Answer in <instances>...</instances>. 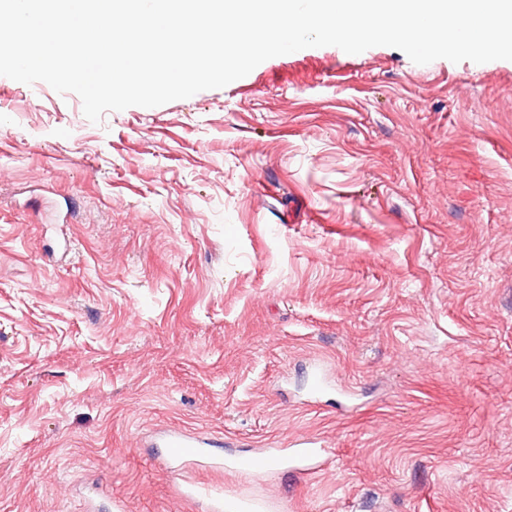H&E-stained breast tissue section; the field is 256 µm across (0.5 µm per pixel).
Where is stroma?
Wrapping results in <instances>:
<instances>
[{"label":"stroma","mask_w":512,"mask_h":512,"mask_svg":"<svg viewBox=\"0 0 512 512\" xmlns=\"http://www.w3.org/2000/svg\"><path fill=\"white\" fill-rule=\"evenodd\" d=\"M224 500L512 512V61L306 48L97 124L0 76V512ZM163 448H170V461H180L185 457L201 453V447L192 437L178 431H170L162 442ZM275 456L284 457L288 459V452L279 448H269L263 453L247 459L234 458L225 464V468L235 469L239 471H246L253 468L264 466L269 459H275Z\"/></svg>","instance_id":"1"}]
</instances>
